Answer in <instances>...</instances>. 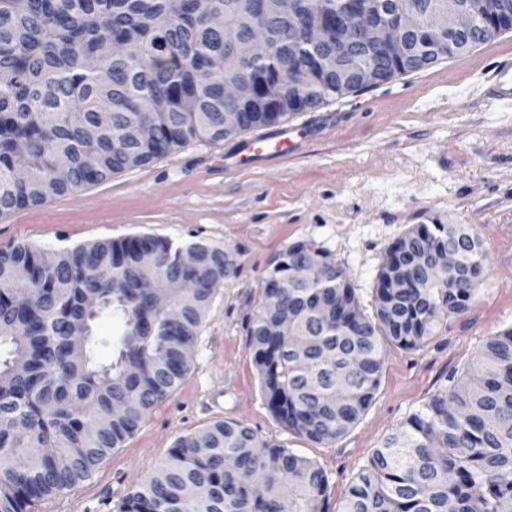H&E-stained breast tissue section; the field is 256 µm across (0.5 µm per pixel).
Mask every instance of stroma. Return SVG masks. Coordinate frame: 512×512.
<instances>
[{
  "label": "stroma",
  "mask_w": 512,
  "mask_h": 512,
  "mask_svg": "<svg viewBox=\"0 0 512 512\" xmlns=\"http://www.w3.org/2000/svg\"><path fill=\"white\" fill-rule=\"evenodd\" d=\"M510 59L512 30L264 126L270 136L297 130L295 149L248 170L224 166L242 137L192 141L77 195L0 213V249L152 234L224 245L238 264L214 295L178 387L88 479L38 502L35 512H120L179 437L217 420L241 422L315 461L328 476V512H342L373 450L443 392L450 373L468 370L490 336L512 326V108L491 97L496 72ZM435 218L464 225L487 256L468 309L420 348L386 343L379 389L346 434L317 444L285 431L246 346L271 259L300 240L328 250L369 312L388 246Z\"/></svg>",
  "instance_id": "35a3bbf8"
}]
</instances>
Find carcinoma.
<instances>
[{
    "mask_svg": "<svg viewBox=\"0 0 512 512\" xmlns=\"http://www.w3.org/2000/svg\"><path fill=\"white\" fill-rule=\"evenodd\" d=\"M491 27L512 16V0H473ZM405 7L403 0H366L369 22L381 29ZM225 28H213L196 0H0V212L44 204L74 194L125 170L144 167L191 140L217 141L317 110L333 98L362 89L317 74L307 90H291L269 109L253 102L240 123L224 126V74L218 62L250 37L237 25L251 0H213ZM288 17L264 13L260 25L270 51L242 65V75H276L277 60L306 47L288 42ZM130 49L100 57V32ZM407 60L383 63L386 78L421 69L468 49L436 34H406ZM318 51L347 61L375 59L371 46ZM167 106L153 109L158 96ZM133 122L155 136L132 143ZM70 164L65 180L56 159ZM41 175L32 191L17 178ZM462 237L467 252L451 250ZM467 266L463 283L425 279L414 256ZM194 251L195 268L180 256ZM157 263L149 272L142 255ZM377 278L375 315L362 309L357 289L342 276L331 253L307 241L288 245L263 277L260 307L247 326L246 343L261 390L285 430L322 444L347 433L380 386L386 341L418 348L445 319L465 311L484 269L479 238L435 220L405 231L388 248ZM328 276L299 274L303 260ZM234 254L204 239L175 244L143 234L58 251L18 244L0 250V512H28L37 502L90 477L94 467L138 428L173 391L190 367L200 327L217 287L236 276ZM399 277L406 288H393ZM192 280L190 295L175 296L180 318L171 320L154 300L155 289ZM99 295L94 309L85 299ZM278 300L293 318L292 332L309 344L293 351L279 317ZM112 313L120 339L112 360L93 351L101 315ZM83 333V352L70 338ZM202 484L204 497L184 488ZM328 477L313 460L261 440L251 429L218 420L182 437L168 460L121 512H326ZM343 512H512V327L491 337L473 366L448 375V391L410 414L374 449L349 488Z\"/></svg>",
    "mask_w": 512,
    "mask_h": 512,
    "instance_id": "1",
    "label": "carcinoma"
}]
</instances>
